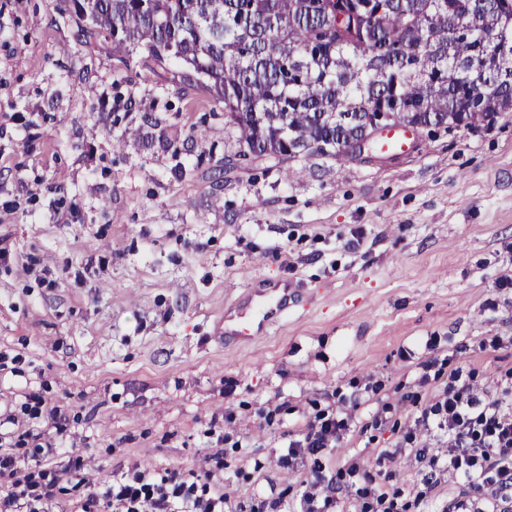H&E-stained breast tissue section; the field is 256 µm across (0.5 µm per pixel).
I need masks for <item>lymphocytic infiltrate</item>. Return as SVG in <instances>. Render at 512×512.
Here are the masks:
<instances>
[{"label": "lymphocytic infiltrate", "instance_id": "lymphocytic-infiltrate-1", "mask_svg": "<svg viewBox=\"0 0 512 512\" xmlns=\"http://www.w3.org/2000/svg\"><path fill=\"white\" fill-rule=\"evenodd\" d=\"M448 443V467L467 485L492 480L484 512H504L512 503V383L494 396L471 393L469 386L449 387L442 400L425 406L414 420ZM350 429L348 418L322 414L301 437L289 440L288 459L315 456L337 447ZM18 445H33L47 469L39 475L26 473L13 450L0 448V512H48L59 491V473L79 468L61 445L44 441L36 428H25ZM301 498L300 508L277 500L273 512H325L334 495L345 492V483L325 481L314 469ZM228 501L210 490L209 483H190L180 468L159 474H137L132 480L87 491L77 501L76 512H225Z\"/></svg>", "mask_w": 512, "mask_h": 512}]
</instances>
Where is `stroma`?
Listing matches in <instances>:
<instances>
[{
  "mask_svg": "<svg viewBox=\"0 0 512 512\" xmlns=\"http://www.w3.org/2000/svg\"><path fill=\"white\" fill-rule=\"evenodd\" d=\"M76 31L57 0H0V443L35 424L84 458L50 512L80 478L171 466L210 473L234 512L300 501L313 463L283 446L324 411L357 427L325 478L354 460L405 512L481 505L453 473L424 485L417 449H448L405 436L452 374L491 395L512 374V112L387 164L263 160L217 190L223 105ZM271 279L298 303L224 347L225 307Z\"/></svg>",
  "mask_w": 512,
  "mask_h": 512,
  "instance_id": "1",
  "label": "stroma"
}]
</instances>
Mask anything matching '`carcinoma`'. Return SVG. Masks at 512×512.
Returning a JSON list of instances; mask_svg holds the SVG:
<instances>
[{"label":"carcinoma","mask_w":512,"mask_h":512,"mask_svg":"<svg viewBox=\"0 0 512 512\" xmlns=\"http://www.w3.org/2000/svg\"><path fill=\"white\" fill-rule=\"evenodd\" d=\"M76 40L97 34L127 66L178 63L224 104L239 150L231 161L349 160L365 116L467 128L512 112V0H383L339 33L332 0H60Z\"/></svg>","instance_id":"carcinoma-1"}]
</instances>
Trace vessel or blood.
<instances>
[{"label": "vessel or blood", "mask_w": 512, "mask_h": 512, "mask_svg": "<svg viewBox=\"0 0 512 512\" xmlns=\"http://www.w3.org/2000/svg\"><path fill=\"white\" fill-rule=\"evenodd\" d=\"M296 302L288 282H280L257 290L243 308L224 314V323L217 329V338L225 345L250 343L268 334Z\"/></svg>", "instance_id": "1"}]
</instances>
